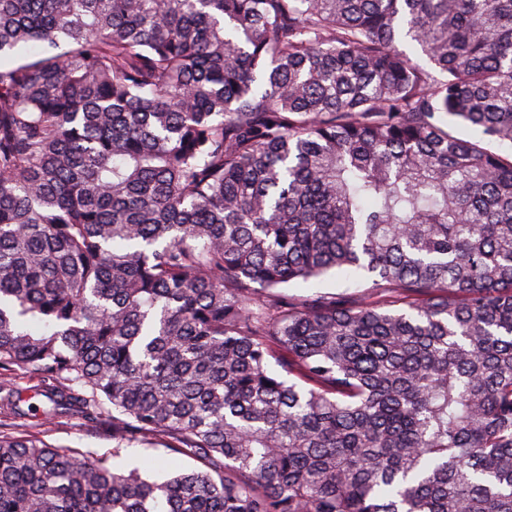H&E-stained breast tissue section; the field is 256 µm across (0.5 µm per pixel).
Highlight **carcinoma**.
<instances>
[{
	"label": "carcinoma",
	"instance_id": "cac0c4a2",
	"mask_svg": "<svg viewBox=\"0 0 512 512\" xmlns=\"http://www.w3.org/2000/svg\"><path fill=\"white\" fill-rule=\"evenodd\" d=\"M494 144L512 0H0V391L201 463L0 431V512H512ZM371 284L362 278L345 280L344 278L328 277L322 280L313 281L300 288H290L288 294L298 296L320 293L327 296H338L346 294L352 299L359 301L365 300L370 295Z\"/></svg>",
	"mask_w": 512,
	"mask_h": 512
}]
</instances>
